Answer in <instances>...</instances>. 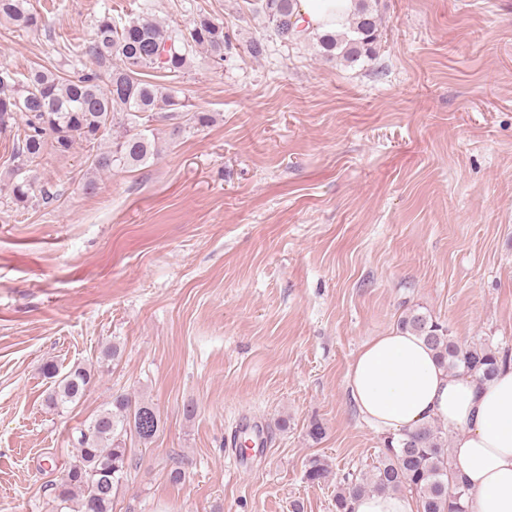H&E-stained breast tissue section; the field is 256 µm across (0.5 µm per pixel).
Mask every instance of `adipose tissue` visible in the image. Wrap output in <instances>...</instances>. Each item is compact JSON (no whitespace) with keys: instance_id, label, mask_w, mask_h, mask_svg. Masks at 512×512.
I'll return each instance as SVG.
<instances>
[{"instance_id":"ef3b65f1","label":"adipose tissue","mask_w":512,"mask_h":512,"mask_svg":"<svg viewBox=\"0 0 512 512\" xmlns=\"http://www.w3.org/2000/svg\"><path fill=\"white\" fill-rule=\"evenodd\" d=\"M354 0H298L308 33L342 28ZM359 413L377 431L397 435L438 420L457 432L451 450L473 492L471 512H512V365L481 381L449 374L415 334L393 331L369 341L348 376Z\"/></svg>"}]
</instances>
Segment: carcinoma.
<instances>
[{
    "instance_id": "obj_1",
    "label": "carcinoma",
    "mask_w": 512,
    "mask_h": 512,
    "mask_svg": "<svg viewBox=\"0 0 512 512\" xmlns=\"http://www.w3.org/2000/svg\"><path fill=\"white\" fill-rule=\"evenodd\" d=\"M294 4L295 0H264L263 5L277 34L291 42L304 38L293 21ZM0 18L23 29L41 25L31 0H0ZM380 36L369 0H357L344 31L320 35L318 46L325 56L354 64L371 59ZM194 47L224 60V25L202 19L179 37L150 16L124 22L103 16L95 21L81 53L98 65L110 64L107 76L95 70L72 76L39 65L19 80L0 69V134L15 130L9 180L0 193L6 192L17 205L33 202L37 192L43 202L52 200L50 189H34L30 166L47 152L67 156L78 140L96 149L85 181L89 191L95 190L98 174L137 166L157 155L156 142L147 134L148 122L160 110L173 120L180 109L188 108L174 80L189 67ZM152 73L169 82L156 81ZM398 328L423 338L451 374L488 380L512 360L508 352L485 342L459 344L448 326L417 309L404 312ZM43 373L53 383L48 406L57 412L79 401L94 382V374L82 366L63 372L48 361ZM146 417L159 426V412L152 404L117 396L87 425L75 429V460L54 487L58 507L76 499L77 512H112L114 492L132 466L126 439L132 436L146 445L153 438L141 429ZM331 474L328 461L314 457L305 479L318 484ZM404 491L418 498L421 512H470L472 493L453 470L448 433L437 421L385 437L377 465L337 485L336 512H354L356 502L370 493Z\"/></svg>"
}]
</instances>
